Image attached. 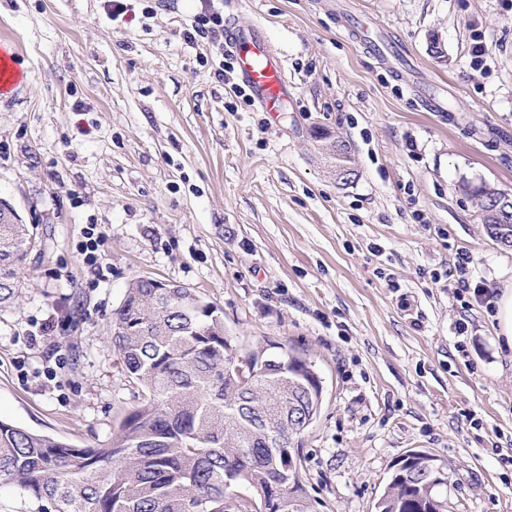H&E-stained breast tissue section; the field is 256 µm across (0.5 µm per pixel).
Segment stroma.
Here are the masks:
<instances>
[{"label":"stroma","instance_id":"35a3bbf8","mask_svg":"<svg viewBox=\"0 0 512 512\" xmlns=\"http://www.w3.org/2000/svg\"><path fill=\"white\" fill-rule=\"evenodd\" d=\"M225 2L0 0L23 75L0 95V201L38 232L0 309V420L108 443L141 398L112 314L151 277L221 310L239 354L314 363L320 416L294 442L312 512H375L412 450L443 464L449 512H512V359L455 288L461 250L471 285H512L473 196L512 193V0H239L288 79L275 119L215 75L213 33L184 39ZM370 24L414 84L357 37ZM318 130L349 143L351 182Z\"/></svg>","mask_w":512,"mask_h":512}]
</instances>
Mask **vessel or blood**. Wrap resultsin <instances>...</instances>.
I'll use <instances>...</instances> for the list:
<instances>
[{"label": "vessel or blood", "mask_w": 512, "mask_h": 512, "mask_svg": "<svg viewBox=\"0 0 512 512\" xmlns=\"http://www.w3.org/2000/svg\"><path fill=\"white\" fill-rule=\"evenodd\" d=\"M224 47L233 53L242 81L254 101L266 112L277 114L288 99V81L279 57L258 27L227 20Z\"/></svg>", "instance_id": "b4317fda"}]
</instances>
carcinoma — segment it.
Wrapping results in <instances>:
<instances>
[{"label": "carcinoma", "instance_id": "1", "mask_svg": "<svg viewBox=\"0 0 512 512\" xmlns=\"http://www.w3.org/2000/svg\"><path fill=\"white\" fill-rule=\"evenodd\" d=\"M512 246V214L487 224ZM33 224L0 202V309L17 295ZM112 344L143 393L106 445L78 447L0 421V486L17 485L55 512H311L300 453L282 442L292 409L314 423L322 406L314 365L291 348L271 359L288 373H266L258 355L238 354L224 319L189 288L167 292L139 278L113 313ZM255 370L239 386L237 362ZM445 481L426 471L390 477L377 512H429L445 504ZM246 486L253 496L240 495Z\"/></svg>", "mask_w": 512, "mask_h": 512}]
</instances>
